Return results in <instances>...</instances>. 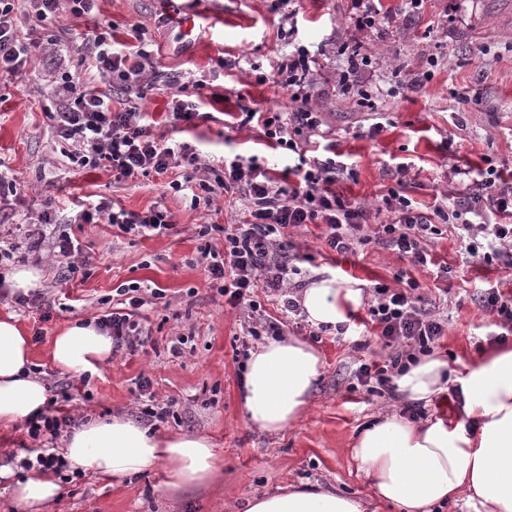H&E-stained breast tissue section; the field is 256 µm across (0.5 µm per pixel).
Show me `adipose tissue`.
<instances>
[{
	"instance_id": "adipose-tissue-1",
	"label": "adipose tissue",
	"mask_w": 512,
	"mask_h": 512,
	"mask_svg": "<svg viewBox=\"0 0 512 512\" xmlns=\"http://www.w3.org/2000/svg\"><path fill=\"white\" fill-rule=\"evenodd\" d=\"M360 281L323 279L301 294L308 321H346L361 305ZM31 345L14 315L0 316V425L39 416L45 386L31 371ZM112 356V339L94 323L75 322L54 337L51 358L65 371H95ZM319 356L294 336L269 340L249 353L245 411L248 423L280 433L307 410L318 376ZM449 364L434 354L421 357L396 379L407 400L429 403L447 390ZM460 420L412 423L396 415L379 417L358 436L351 456L378 498L400 512H436L450 500L465 499L475 512H512V346L473 357L458 379ZM71 470L125 476L169 463V484L177 488L207 482L217 471V454L203 437L156 436L123 417L96 419L68 437ZM59 490L53 472H23L15 493L27 506L43 505ZM244 512H364L361 503L331 490L283 489L251 496Z\"/></svg>"
}]
</instances>
